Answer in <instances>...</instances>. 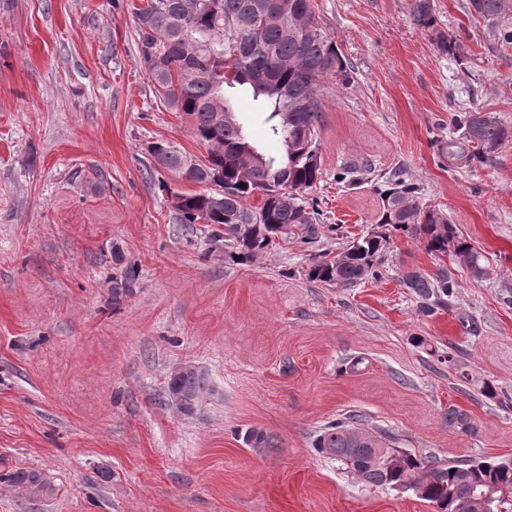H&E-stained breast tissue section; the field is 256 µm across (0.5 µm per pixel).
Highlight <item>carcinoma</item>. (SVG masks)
<instances>
[{"label":"carcinoma","mask_w":512,"mask_h":512,"mask_svg":"<svg viewBox=\"0 0 512 512\" xmlns=\"http://www.w3.org/2000/svg\"><path fill=\"white\" fill-rule=\"evenodd\" d=\"M188 2L145 0L134 12L137 49L159 103L188 116L192 133L206 147V156L188 173L187 153L175 142L161 140L147 147L150 169L201 187L180 194L173 220L190 232L198 224L207 225L211 238L224 241V261L235 265L253 262L290 234L313 242L323 225L317 211L308 210L302 193L322 178L317 139L321 89L330 76L349 83L345 57L321 26L313 0H288L286 18L259 12L256 4L263 0H200L201 9L194 13L186 10ZM468 2L470 15L490 24L498 42L512 45V26L502 23L512 0ZM411 19L419 28L434 27L433 0H412ZM239 91L249 93L266 114L277 152L267 153L253 142L239 117L224 121L223 113L236 112L233 100ZM456 129L476 144L481 159L512 136L511 128L481 112L466 113ZM381 198L380 223L425 240L432 254L446 256L451 249L466 258L476 278L487 275L481 254L457 235L444 214L420 207L417 190L402 175H392ZM386 244L385 237L358 238L335 258L313 261L307 276L329 286L352 287L375 273ZM136 280L134 267L123 269L112 278L113 298L132 294ZM403 284L427 309L444 304L458 287L443 267L432 275L409 271ZM213 393L208 372L196 365L179 367L167 382L168 401L186 416L201 410ZM352 430L343 421L330 424L313 447L345 463L369 485L390 488L417 478L415 494L441 512H458V503L478 483L507 490L511 500L504 501L503 512H512L511 458L442 466L401 452L391 468L376 463L375 456L393 448L374 435L358 442ZM243 442L252 448L274 446L273 438L260 431L246 432ZM0 484L37 497L52 492L34 469H1Z\"/></svg>","instance_id":"obj_1"}]
</instances>
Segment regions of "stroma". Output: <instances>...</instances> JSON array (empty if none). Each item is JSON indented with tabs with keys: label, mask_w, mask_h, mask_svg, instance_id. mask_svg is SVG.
Returning a JSON list of instances; mask_svg holds the SVG:
<instances>
[{
	"label": "stroma",
	"mask_w": 512,
	"mask_h": 512,
	"mask_svg": "<svg viewBox=\"0 0 512 512\" xmlns=\"http://www.w3.org/2000/svg\"><path fill=\"white\" fill-rule=\"evenodd\" d=\"M466 2L434 0L422 30L411 0H314L350 67L324 84L323 177L305 196L322 235L240 266L205 225L174 223L170 192L195 184L149 169V142L206 148L141 65L143 0H0V462L54 489L2 484L0 512H435L315 450L351 417L443 465L512 458V138L479 160L452 125L470 111L512 127V45ZM395 170L484 256V279L379 224ZM370 233L388 239L377 276L308 278ZM117 250L138 280L116 302ZM441 267L459 286L428 312L403 278ZM185 364L215 386L191 417L167 402ZM249 430L275 447L244 445Z\"/></svg>",
	"instance_id": "1"
}]
</instances>
